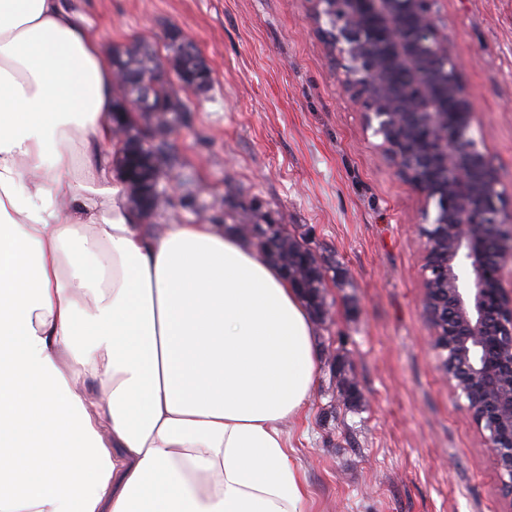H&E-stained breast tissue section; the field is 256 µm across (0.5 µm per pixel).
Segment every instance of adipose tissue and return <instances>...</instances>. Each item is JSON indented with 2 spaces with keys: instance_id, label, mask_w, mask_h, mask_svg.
Segmentation results:
<instances>
[{
  "instance_id": "adipose-tissue-1",
  "label": "adipose tissue",
  "mask_w": 512,
  "mask_h": 512,
  "mask_svg": "<svg viewBox=\"0 0 512 512\" xmlns=\"http://www.w3.org/2000/svg\"><path fill=\"white\" fill-rule=\"evenodd\" d=\"M115 98L67 0H0V512H305L310 309L243 233L142 223Z\"/></svg>"
}]
</instances>
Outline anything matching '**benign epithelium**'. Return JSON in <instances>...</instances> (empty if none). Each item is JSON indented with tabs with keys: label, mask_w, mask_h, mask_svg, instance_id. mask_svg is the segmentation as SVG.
<instances>
[{
	"label": "benign epithelium",
	"mask_w": 512,
	"mask_h": 512,
	"mask_svg": "<svg viewBox=\"0 0 512 512\" xmlns=\"http://www.w3.org/2000/svg\"><path fill=\"white\" fill-rule=\"evenodd\" d=\"M342 82L380 138L378 147L424 197L423 309L440 369L467 401L490 449L503 496L512 498V213L487 155L469 130L475 107L428 0H308ZM169 198L155 185L147 214ZM298 285L320 310L323 288Z\"/></svg>",
	"instance_id": "7a95c632"
}]
</instances>
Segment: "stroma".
<instances>
[{
  "mask_svg": "<svg viewBox=\"0 0 512 512\" xmlns=\"http://www.w3.org/2000/svg\"><path fill=\"white\" fill-rule=\"evenodd\" d=\"M108 52L133 43L169 57L196 43L202 93L171 65L160 87L189 107L174 124L179 190L151 224H282L325 271L318 372L289 454L307 512H512L466 400L440 370L423 312L421 193L397 175L353 105L307 0H68ZM512 210V0H429ZM357 381L356 398L341 392Z\"/></svg>",
  "mask_w": 512,
  "mask_h": 512,
  "instance_id": "35a3bbf8",
  "label": "stroma"
}]
</instances>
